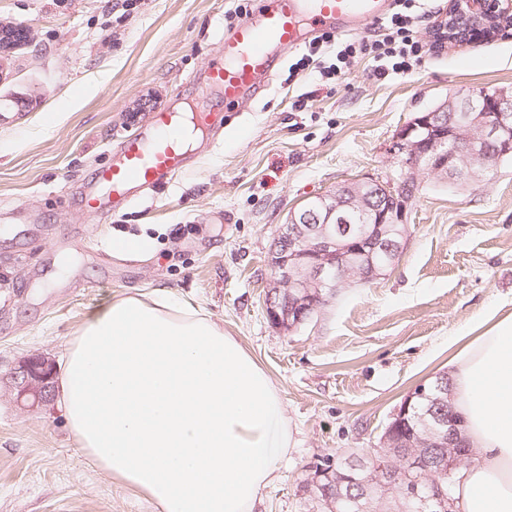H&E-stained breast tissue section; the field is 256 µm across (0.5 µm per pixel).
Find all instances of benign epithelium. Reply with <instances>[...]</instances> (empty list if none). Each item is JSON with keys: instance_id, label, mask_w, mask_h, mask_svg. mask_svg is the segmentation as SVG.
Returning <instances> with one entry per match:
<instances>
[{"instance_id": "7a95c632", "label": "benign epithelium", "mask_w": 512, "mask_h": 512, "mask_svg": "<svg viewBox=\"0 0 512 512\" xmlns=\"http://www.w3.org/2000/svg\"><path fill=\"white\" fill-rule=\"evenodd\" d=\"M504 27H512V0H450L448 44L491 40ZM481 98L484 104L479 105L461 93L405 125L393 144L399 177L307 198L289 215L271 252L264 300L273 325L292 331L307 323L338 287L353 279L364 284L379 278L384 266L375 259L378 253L396 261L401 242L385 239V225L404 223L405 191L418 174L429 172L452 183L480 180L490 158L512 153V90L485 91ZM55 373L53 360L31 355L10 374L9 388L33 409L52 399ZM419 395L424 392L409 395L395 410L390 432L408 424ZM460 442L459 424L450 415L440 421L433 442L448 448V455L432 458L394 447L377 455L348 454L350 476L323 482L329 473L319 471L311 485L336 504L354 503L382 489L400 495L405 512H454L453 472L468 457ZM355 488L357 496L352 495Z\"/></svg>"}]
</instances>
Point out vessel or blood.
<instances>
[{
    "label": "vessel or blood",
    "instance_id": "1",
    "mask_svg": "<svg viewBox=\"0 0 512 512\" xmlns=\"http://www.w3.org/2000/svg\"><path fill=\"white\" fill-rule=\"evenodd\" d=\"M391 0H259L255 10L225 35L217 64L206 73L208 83L224 98L225 111H235L255 97L272 68V52L291 49L314 23L336 33H356L382 19ZM186 129L174 111L153 113L145 129L124 140L111 165L102 168L86 198L89 212L102 211L103 196L132 199L134 190L159 188L182 166Z\"/></svg>",
    "mask_w": 512,
    "mask_h": 512
}]
</instances>
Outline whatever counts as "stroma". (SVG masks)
I'll return each mask as SVG.
<instances>
[{
  "label": "stroma",
  "mask_w": 512,
  "mask_h": 512,
  "mask_svg": "<svg viewBox=\"0 0 512 512\" xmlns=\"http://www.w3.org/2000/svg\"><path fill=\"white\" fill-rule=\"evenodd\" d=\"M234 0H0L24 25L0 50V377L33 354L62 363L111 299L163 288L197 303L274 382L293 446L253 512H331L309 485L343 448L380 447L392 414L448 372V343L488 309L512 313V165L461 189L417 177L403 250L287 333L264 306L268 258L290 211L348 181L387 179L406 123L458 90L512 88V29L429 48L406 74L309 68L247 105L170 185L100 218L96 171L154 110L223 111L203 81ZM147 239L117 255L112 240ZM0 512H155L78 448L55 403L25 411L0 389Z\"/></svg>",
  "instance_id": "35a3bbf8"
}]
</instances>
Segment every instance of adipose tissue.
Returning a JSON list of instances; mask_svg holds the SVG:
<instances>
[{
	"label": "adipose tissue",
	"mask_w": 512,
	"mask_h": 512,
	"mask_svg": "<svg viewBox=\"0 0 512 512\" xmlns=\"http://www.w3.org/2000/svg\"><path fill=\"white\" fill-rule=\"evenodd\" d=\"M453 403L473 453L462 512H512V315L452 339ZM55 397L83 453L157 512H252L291 448L268 374L221 325L166 292L91 312Z\"/></svg>",
	"instance_id": "adipose-tissue-1"
}]
</instances>
